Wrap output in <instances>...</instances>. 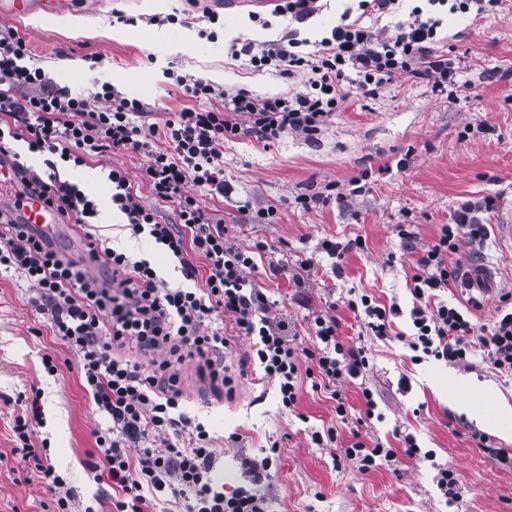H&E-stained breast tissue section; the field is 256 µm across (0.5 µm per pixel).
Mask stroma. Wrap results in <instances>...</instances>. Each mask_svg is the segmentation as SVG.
Masks as SVG:
<instances>
[{
  "label": "stroma",
  "mask_w": 512,
  "mask_h": 512,
  "mask_svg": "<svg viewBox=\"0 0 512 512\" xmlns=\"http://www.w3.org/2000/svg\"><path fill=\"white\" fill-rule=\"evenodd\" d=\"M219 15L207 22L205 9ZM251 6L225 7L223 0H76L63 16H31L13 26L29 44L33 62L59 86L87 96L103 83L149 108L146 123L163 125L187 108L209 110L221 98H193L176 85L178 75L200 77L227 92L250 91L257 97L287 96L302 89L303 77L287 81L273 68L255 70L247 58L232 57L233 40L270 41L288 31V21ZM123 37H113V30ZM447 35L469 66L468 99L454 100L398 78L372 99L352 98L336 113L317 140L285 135L270 147L246 137L224 145V178L231 197L199 192L207 210L221 218L233 242L242 248L263 239L272 250L259 261L256 282L265 288L276 312L288 320L298 347L312 343L309 321L334 309L346 346L365 351L362 374L346 379L342 390L348 416L338 419L326 392L302 379L294 409L282 407L278 390L259 371L244 368L250 346L231 338L224 364L237 376L233 401L219 400L199 380L195 362L181 366L183 409L203 423L218 450L217 471L225 492L247 485L243 458L270 457L264 490L273 512H512V469L498 461L497 449L512 452V378L495 374L474 355L471 365L442 360L411 361L400 336L409 332L413 296L409 290L415 261L440 225L448 223L465 200L500 194L491 213V237L481 258L494 265L502 287L512 286V83L487 82L488 71L512 69V0H503L490 20L455 18ZM81 60L61 69L64 60ZM493 130H476L478 121ZM98 200L97 228L107 236L112 203L107 172L100 164L61 170ZM363 179L354 193L350 183ZM338 184L341 204L301 210L295 199ZM275 208L273 224H246L241 206ZM409 236H401L399 225ZM363 237L367 248L347 253L340 270L320 249L322 240L347 242ZM125 252L149 260L171 286L183 285L179 264L147 235L127 237ZM369 295L383 305L398 304L394 336L369 335L363 318L349 310V299ZM30 284L14 271H0V452L13 446L11 425L20 414V398L39 392L41 415L34 442H47L56 470L74 498V512H110L112 492L84 465L103 420L92 397L80 385L66 346L44 330L30 303ZM39 335H32V328ZM60 363L47 374L44 355ZM376 404L366 417L362 391ZM337 430L336 443H312V432ZM414 435L432 461L405 456L403 439ZM486 444H479L478 436ZM392 450L368 472L344 450L356 437ZM278 451H271V444ZM454 472L455 504H447L437 486L439 469ZM54 492L41 484H18L0 465V512H45Z\"/></svg>",
  "instance_id": "stroma-1"
}]
</instances>
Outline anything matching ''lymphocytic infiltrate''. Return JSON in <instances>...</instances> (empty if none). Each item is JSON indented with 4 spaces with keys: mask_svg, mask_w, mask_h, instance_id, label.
Instances as JSON below:
<instances>
[{
    "mask_svg": "<svg viewBox=\"0 0 512 512\" xmlns=\"http://www.w3.org/2000/svg\"><path fill=\"white\" fill-rule=\"evenodd\" d=\"M358 2V8L344 9L317 51L303 52L298 26L317 14L318 0H277V14L290 23L287 35L242 45L241 54L254 67H273L288 79L304 74L303 91L259 99L240 90L225 95L223 108L187 109L160 127L141 123L145 104L122 96L111 84L91 98L58 86L32 63L17 30L0 23V112L8 117L0 128V156H11L19 140L42 156L40 174L16 163V184L22 193L40 195L61 223L80 227L86 250L82 260H73L55 248L44 228L16 223L12 213L1 211L0 267L32 283V306L76 358L81 385L107 422L94 433L86 467L109 480L115 512H269L266 462L248 461L249 486L225 493L205 426L182 408L177 367L188 358L211 386L234 398L236 382L224 367L231 335L249 339L248 361L276 384L284 408H295L299 383L307 378L313 388L329 393L338 418L347 416L337 384L365 369L366 356L339 340V322L328 312L312 320V346L297 351L287 321L271 316L270 301L253 277L255 259L267 254L268 244L258 239L246 249L236 246L196 193L228 196L225 142L248 136L270 145L288 133L315 140L352 96L375 97L393 79L453 98L466 92L468 65L447 51L444 20L458 15L486 20L501 4L427 0V8H412L407 19L388 29L378 22L396 14L401 0ZM158 139L164 148H155ZM117 152L138 153L145 160L135 183L124 168L110 167L113 205L131 235H148L178 262L188 287L169 286L148 260L109 247L92 231L96 201L60 175L59 163L81 166ZM140 185L154 206L141 201ZM497 202L494 194L461 202L417 258L410 285L417 304L407 340L415 360L460 365L478 351L490 369L512 377V293L502 294L483 324L474 314L475 303L436 299L458 282L463 247L488 239L485 217ZM159 203L172 207L176 223L159 221ZM39 415L33 401L16 416L11 453L34 480L56 490L53 512H72L65 479L47 446L32 442Z\"/></svg>",
    "mask_w": 512,
    "mask_h": 512,
    "instance_id": "f902f5d3",
    "label": "lymphocytic infiltrate"
}]
</instances>
